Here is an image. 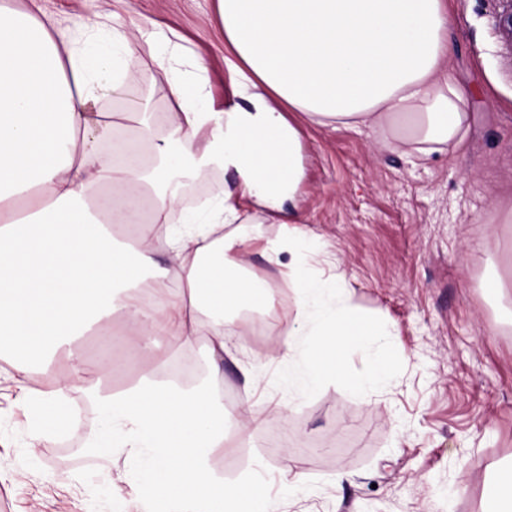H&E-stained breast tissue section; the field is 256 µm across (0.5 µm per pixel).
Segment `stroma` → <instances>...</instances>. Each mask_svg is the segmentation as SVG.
I'll return each instance as SVG.
<instances>
[{
  "label": "stroma",
  "mask_w": 512,
  "mask_h": 512,
  "mask_svg": "<svg viewBox=\"0 0 512 512\" xmlns=\"http://www.w3.org/2000/svg\"><path fill=\"white\" fill-rule=\"evenodd\" d=\"M0 7L53 16L90 66L87 27L113 16L131 40V70L153 75L99 102L115 137L144 134L134 108L146 101L169 110L171 82L189 72L159 68L136 41L139 28L173 33L187 58L203 61L209 101L220 107L230 97L214 0H0ZM498 10V0H448L446 70L470 98L461 147L417 162L380 130L320 126L277 105L299 133L303 176L294 201L277 211L241 195L238 205L263 242L286 235L289 212L304 219L314 271L335 269L322 255L340 260L352 305L383 332L371 350L391 368L388 382L368 396L330 376L291 401L277 388L276 367L253 393L240 365L224 360L229 445L216 467L224 479L245 480L264 464L278 512H482L487 481L512 463V288L495 294L483 286L490 253L512 247V228L492 221L496 207L512 206V56L495 27ZM291 259L284 252L272 265L260 251L250 255L253 272L279 288L263 328L247 329L260 360L295 317L285 282ZM68 364L62 351L46 371L22 375L0 366V512H90L110 498L143 500L132 479L137 464L126 453H74L97 428L81 385L71 392L82 406L79 429L29 452L34 416L18 406L16 381L43 388ZM256 402L263 413L239 437L237 424ZM288 473L304 481L284 492L280 478Z\"/></svg>",
  "instance_id": "35a3bbf8"
}]
</instances>
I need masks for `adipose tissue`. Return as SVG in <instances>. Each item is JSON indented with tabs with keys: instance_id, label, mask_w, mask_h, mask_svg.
<instances>
[{
	"instance_id": "1",
	"label": "adipose tissue",
	"mask_w": 512,
	"mask_h": 512,
	"mask_svg": "<svg viewBox=\"0 0 512 512\" xmlns=\"http://www.w3.org/2000/svg\"><path fill=\"white\" fill-rule=\"evenodd\" d=\"M214 9L241 101L218 109L203 101L204 76L174 81L176 107L163 115L168 139L151 169L139 142L106 139L112 124L94 110L104 77L117 83L131 74L121 61L125 33L108 31L96 67L76 57L65 69L66 34L51 36L32 16L0 9V359L26 372L86 331L110 335L113 316L133 327L153 371L115 389L106 384L108 357L90 363L75 353L50 388H21L19 401L37 411L30 448L47 447L77 427L68 393L83 380L102 415L88 448L137 460L150 512H276L259 482L224 480L214 466L224 448L225 340L238 337L246 385L259 389L265 366L241 342L237 316L273 301L271 285L246 272L255 238L240 224L234 194L278 210L302 174L297 131L267 95L322 126L388 129L415 157L460 146L469 119L468 97L442 74L446 0H215ZM210 164L234 171L238 191L180 211L181 179ZM142 202L166 232L171 265L157 263L152 237L124 241L112 232L137 223ZM226 224L238 225L237 234L221 236ZM304 238L298 226L288 235L296 323L272 358L289 395L315 392L328 375L367 395L387 366L372 361L351 374L346 359L379 330L348 307L340 276L313 273L298 250ZM156 336L174 337L175 348L159 351ZM199 345L205 383L167 375Z\"/></svg>"
}]
</instances>
